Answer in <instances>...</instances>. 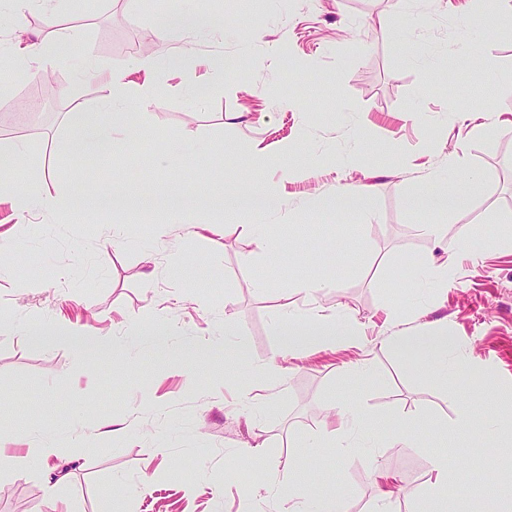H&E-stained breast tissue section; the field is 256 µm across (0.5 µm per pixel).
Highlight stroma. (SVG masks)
Instances as JSON below:
<instances>
[{
    "mask_svg": "<svg viewBox=\"0 0 512 512\" xmlns=\"http://www.w3.org/2000/svg\"><path fill=\"white\" fill-rule=\"evenodd\" d=\"M62 0L57 18L0 13V48L16 27L56 46L47 77L66 95L47 119L37 84L0 95V146L22 143L20 182L83 200L112 190L192 202L221 233L153 227L164 207L37 213L17 223L0 205V440L25 467L0 466V512H294L343 495L346 512H467L485 490L433 486L443 454L490 475L512 512V0L493 20L473 0ZM212 15L209 33L159 41L175 8ZM478 45V58L468 54ZM142 55H190L161 70L156 102L130 113L124 149L100 164L65 145L70 112L109 87L88 64L143 76ZM224 60L222 73L206 66ZM204 88L198 100L185 89ZM294 151L282 155L284 145ZM464 148L481 189L453 211L413 208L447 190L448 155ZM263 149L268 163L248 172ZM181 150L179 168L155 166ZM283 163L306 180L280 176ZM279 209L267 238L244 232L250 214L224 206L245 177ZM365 193L362 208L333 206L336 187ZM444 224L468 245L456 255L424 230ZM503 236L489 245L485 235ZM185 259L168 269L167 248ZM448 268L447 285L407 287L419 263ZM331 278L308 296L301 281ZM320 311L364 330L360 346L307 343L281 355L285 312ZM74 336L54 337L58 325ZM447 328L460 363L417 366L415 336ZM409 337L397 347L392 337ZM276 370H269V363ZM364 416L350 448L323 447L336 402ZM417 431L403 441L399 432ZM62 440L41 455L45 437ZM263 442L259 455L248 446ZM272 475L255 484L258 473ZM254 484V499L243 484Z\"/></svg>",
    "mask_w": 512,
    "mask_h": 512,
    "instance_id": "1",
    "label": "stroma"
}]
</instances>
